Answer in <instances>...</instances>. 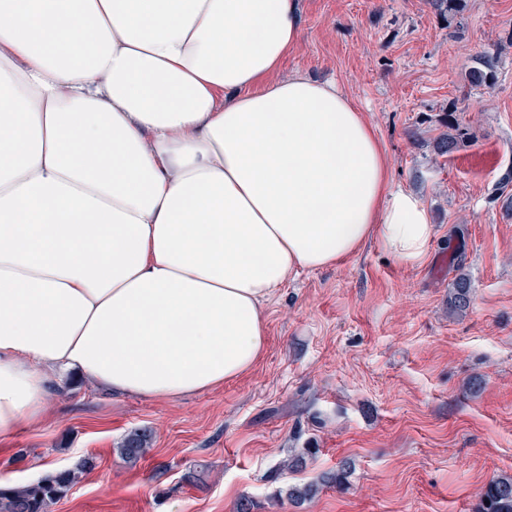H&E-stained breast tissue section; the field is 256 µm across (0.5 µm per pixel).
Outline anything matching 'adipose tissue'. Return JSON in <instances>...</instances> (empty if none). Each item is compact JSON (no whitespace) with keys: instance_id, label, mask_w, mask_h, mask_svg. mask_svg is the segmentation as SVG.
<instances>
[{"instance_id":"ef3b65f1","label":"adipose tissue","mask_w":512,"mask_h":512,"mask_svg":"<svg viewBox=\"0 0 512 512\" xmlns=\"http://www.w3.org/2000/svg\"><path fill=\"white\" fill-rule=\"evenodd\" d=\"M299 0H0V435L69 371L148 399L263 356L264 305L435 227L347 94L280 77Z\"/></svg>"}]
</instances>
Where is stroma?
Returning <instances> with one entry per match:
<instances>
[{
	"mask_svg": "<svg viewBox=\"0 0 512 512\" xmlns=\"http://www.w3.org/2000/svg\"><path fill=\"white\" fill-rule=\"evenodd\" d=\"M301 39L280 73L333 81L380 139L396 186L436 234L405 264L377 240L336 267L302 271L266 305L258 364L206 392L149 400L76 374L46 420L0 436V487L81 469L50 512H476L482 486L512 473V48L491 87L472 59L512 32V0H466L441 21L430 0H300ZM467 137L440 156L439 111ZM466 314L448 312L459 274ZM151 434L137 464L120 453ZM306 453L297 470L280 469ZM351 461L341 487L293 504L289 487ZM150 435L146 431H134L124 439L121 453L128 462L136 464L150 450Z\"/></svg>",
	"mask_w": 512,
	"mask_h": 512,
	"instance_id": "35a3bbf8",
	"label": "stroma"
}]
</instances>
